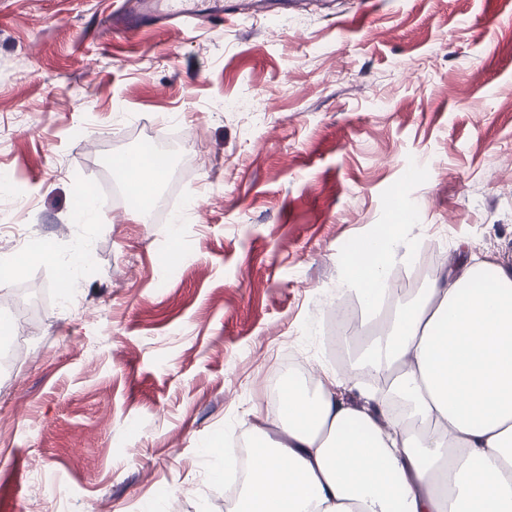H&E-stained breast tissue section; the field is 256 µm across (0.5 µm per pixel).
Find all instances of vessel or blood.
Segmentation results:
<instances>
[{"instance_id": "obj_1", "label": "vessel or blood", "mask_w": 512, "mask_h": 512, "mask_svg": "<svg viewBox=\"0 0 512 512\" xmlns=\"http://www.w3.org/2000/svg\"><path fill=\"white\" fill-rule=\"evenodd\" d=\"M236 14V7L230 0H121L104 22L115 32L163 21L192 25L205 20L220 26Z\"/></svg>"}]
</instances>
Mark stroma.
Masks as SVG:
<instances>
[{
	"mask_svg": "<svg viewBox=\"0 0 512 512\" xmlns=\"http://www.w3.org/2000/svg\"><path fill=\"white\" fill-rule=\"evenodd\" d=\"M301 0L200 32H94L112 0H0V215L44 250L25 357L0 341V512H231L225 451L277 437L271 374L332 368L342 256L387 228L390 266L442 237L512 266V0ZM177 116L196 164L138 219L106 197ZM99 189L100 218L74 203ZM90 260L64 275L71 254ZM289 370H297L302 373L304 378L310 383L312 381V377L310 375V371L306 361L302 357L296 358L292 363H284L280 365L278 372H276L268 383L267 389V399L270 405L273 407L275 394L277 389L282 381L284 374L288 373Z\"/></svg>",
	"mask_w": 512,
	"mask_h": 512,
	"instance_id": "35a3bbf8",
	"label": "stroma"
}]
</instances>
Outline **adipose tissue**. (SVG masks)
<instances>
[{"mask_svg": "<svg viewBox=\"0 0 512 512\" xmlns=\"http://www.w3.org/2000/svg\"><path fill=\"white\" fill-rule=\"evenodd\" d=\"M393 236L348 252L363 297L388 275ZM363 364L386 387L357 400V370L289 381L255 443L234 512H512V270L469 252L372 336Z\"/></svg>", "mask_w": 512, "mask_h": 512, "instance_id": "ef3b65f1", "label": "adipose tissue"}]
</instances>
